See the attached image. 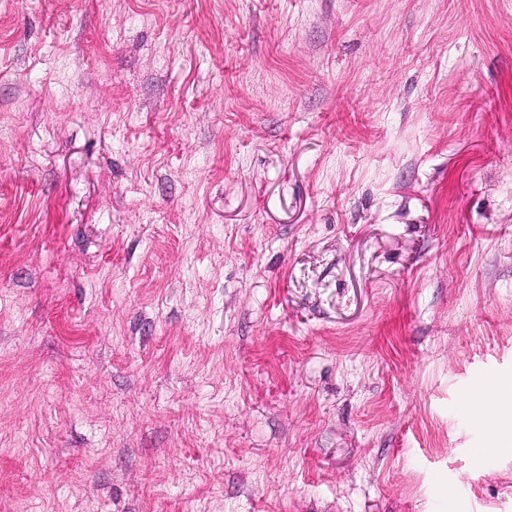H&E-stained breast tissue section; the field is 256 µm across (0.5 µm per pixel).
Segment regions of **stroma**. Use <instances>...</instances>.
I'll use <instances>...</instances> for the list:
<instances>
[{
	"label": "stroma",
	"instance_id": "stroma-1",
	"mask_svg": "<svg viewBox=\"0 0 512 512\" xmlns=\"http://www.w3.org/2000/svg\"><path fill=\"white\" fill-rule=\"evenodd\" d=\"M512 0H0V512H512ZM486 400L485 412L498 417L501 413L503 399L512 398V384L507 381L494 380L487 383L486 389L481 393Z\"/></svg>",
	"mask_w": 512,
	"mask_h": 512
}]
</instances>
